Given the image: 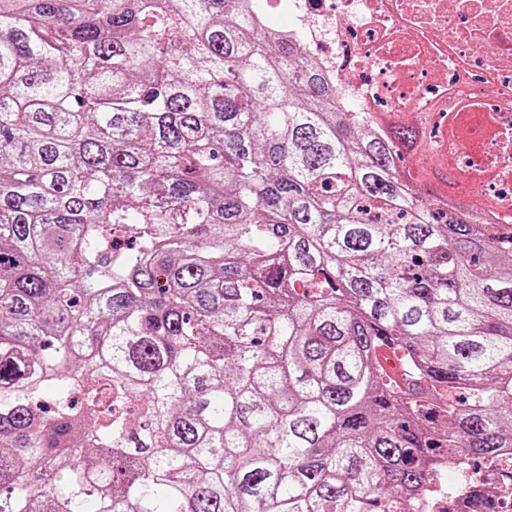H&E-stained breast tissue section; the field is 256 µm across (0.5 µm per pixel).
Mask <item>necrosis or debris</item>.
Masks as SVG:
<instances>
[{"label":"necrosis or debris","mask_w":512,"mask_h":512,"mask_svg":"<svg viewBox=\"0 0 512 512\" xmlns=\"http://www.w3.org/2000/svg\"><path fill=\"white\" fill-rule=\"evenodd\" d=\"M280 10L338 98L457 145L476 194L512 210V0H263ZM454 93L465 109L449 111ZM449 456L456 480L428 485L414 512H512L511 448L480 466Z\"/></svg>","instance_id":"obj_1"}]
</instances>
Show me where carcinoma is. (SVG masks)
<instances>
[{"label": "carcinoma", "instance_id": "cac0c4a2", "mask_svg": "<svg viewBox=\"0 0 512 512\" xmlns=\"http://www.w3.org/2000/svg\"><path fill=\"white\" fill-rule=\"evenodd\" d=\"M260 7L0 0V512H383L512 448V225ZM392 346L388 343L378 345L374 350V357L384 371L385 379L401 376V367L396 357L391 352Z\"/></svg>", "mask_w": 512, "mask_h": 512}]
</instances>
